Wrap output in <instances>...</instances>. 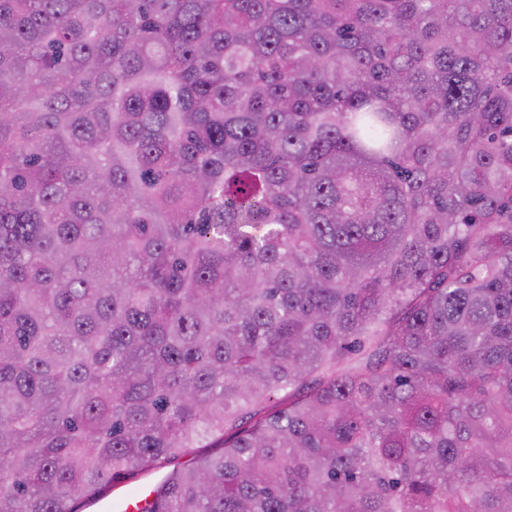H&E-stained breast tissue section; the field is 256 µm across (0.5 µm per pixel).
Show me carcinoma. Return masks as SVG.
<instances>
[{
    "mask_svg": "<svg viewBox=\"0 0 512 512\" xmlns=\"http://www.w3.org/2000/svg\"><path fill=\"white\" fill-rule=\"evenodd\" d=\"M155 471L512 512V0H0V512Z\"/></svg>",
    "mask_w": 512,
    "mask_h": 512,
    "instance_id": "1",
    "label": "carcinoma"
}]
</instances>
